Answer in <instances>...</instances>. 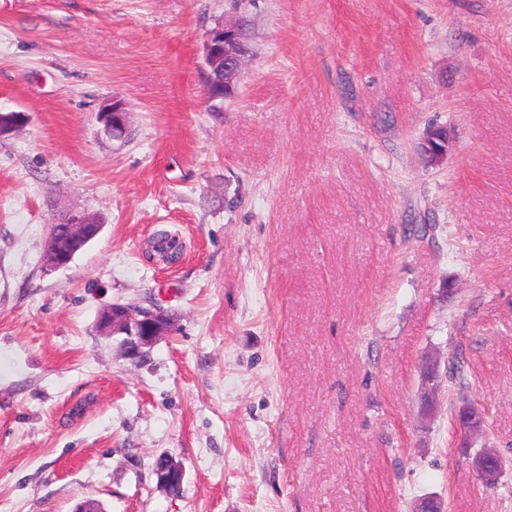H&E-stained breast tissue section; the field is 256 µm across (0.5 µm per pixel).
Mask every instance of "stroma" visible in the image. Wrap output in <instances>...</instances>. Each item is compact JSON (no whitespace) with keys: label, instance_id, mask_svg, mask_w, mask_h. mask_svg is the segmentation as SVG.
I'll use <instances>...</instances> for the list:
<instances>
[{"label":"stroma","instance_id":"35a3bbf8","mask_svg":"<svg viewBox=\"0 0 512 512\" xmlns=\"http://www.w3.org/2000/svg\"><path fill=\"white\" fill-rule=\"evenodd\" d=\"M239 17L214 113L204 35ZM0 110L26 116L0 137V512H512V0H0ZM70 211L102 230L45 270ZM114 302L176 329L131 363ZM103 106L99 113L102 133L112 139H121L124 137L127 128L125 105L119 100L112 99V102H107ZM455 430L459 437L458 447L470 448V440L483 432L484 414L482 410L468 402L462 400L454 408ZM473 468L487 486L498 483L503 470V459L500 454L491 448H483L472 461ZM159 463V464H158ZM157 486L169 493L170 486L178 483L182 486L184 473L180 464H174L172 459L162 457L153 468Z\"/></svg>","mask_w":512,"mask_h":512}]
</instances>
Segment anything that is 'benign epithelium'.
Instances as JSON below:
<instances>
[{"instance_id": "benign-epithelium-1", "label": "benign epithelium", "mask_w": 512, "mask_h": 512, "mask_svg": "<svg viewBox=\"0 0 512 512\" xmlns=\"http://www.w3.org/2000/svg\"><path fill=\"white\" fill-rule=\"evenodd\" d=\"M243 30L240 24L219 22L205 37L203 55L207 68V97L214 100L224 96V89L240 75L244 55L239 50ZM20 112L0 111V136L9 133L23 122ZM101 131L112 139L124 137L127 128L125 105L114 100L104 104L99 113ZM102 225L94 223L91 215L74 211L65 224L49 225L48 256L44 265L49 269L67 266L73 258L101 232ZM104 332L109 336H121L120 346L126 359L140 362L164 337L172 334L174 327L169 315L159 307L140 308L131 304H112V314L99 317ZM455 430L459 437L458 447H471L470 440L483 432L482 410L464 400L454 408ZM473 468L487 486L498 483L503 470V459L491 448L478 452L472 461ZM157 486L167 491L174 483L183 484L181 465L161 458L153 468Z\"/></svg>"}]
</instances>
